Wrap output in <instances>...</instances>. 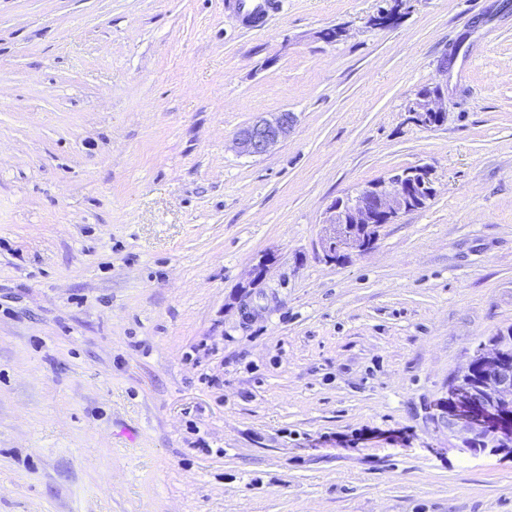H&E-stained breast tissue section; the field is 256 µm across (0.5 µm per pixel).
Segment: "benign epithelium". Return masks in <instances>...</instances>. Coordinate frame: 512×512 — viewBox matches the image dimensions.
Segmentation results:
<instances>
[{
	"label": "benign epithelium",
	"mask_w": 512,
	"mask_h": 512,
	"mask_svg": "<svg viewBox=\"0 0 512 512\" xmlns=\"http://www.w3.org/2000/svg\"><path fill=\"white\" fill-rule=\"evenodd\" d=\"M444 100L440 86L417 95L409 109L412 119L421 126L440 125L447 116ZM296 123L297 116L288 110L261 115L238 132L239 151L253 157L264 156L288 138ZM434 194L430 169L414 166L335 199L327 209L324 222L322 249L325 257L334 261L351 251L370 249L385 225L425 207ZM474 377L481 390L505 400L512 398V358H502L477 376L470 371L464 375L466 380Z\"/></svg>",
	"instance_id": "7a95c632"
}]
</instances>
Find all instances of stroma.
<instances>
[{
    "label": "stroma",
    "mask_w": 512,
    "mask_h": 512,
    "mask_svg": "<svg viewBox=\"0 0 512 512\" xmlns=\"http://www.w3.org/2000/svg\"><path fill=\"white\" fill-rule=\"evenodd\" d=\"M389 4L0 0V512H512L439 410L512 328V0ZM417 165L326 260L330 203ZM279 0H250L246 5L250 13L247 16V25L259 27L263 25L270 13L279 9ZM445 94L441 86L428 93L417 94L410 106L409 112L415 123L421 126H438L446 118L444 112ZM296 123L297 116L288 110L258 116L238 132L239 151L253 157L264 156L288 138ZM434 194L430 169L414 166L335 199L327 209L324 222L325 257L336 261V256L370 249L386 224L425 207Z\"/></svg>",
    "instance_id": "stroma-1"
}]
</instances>
